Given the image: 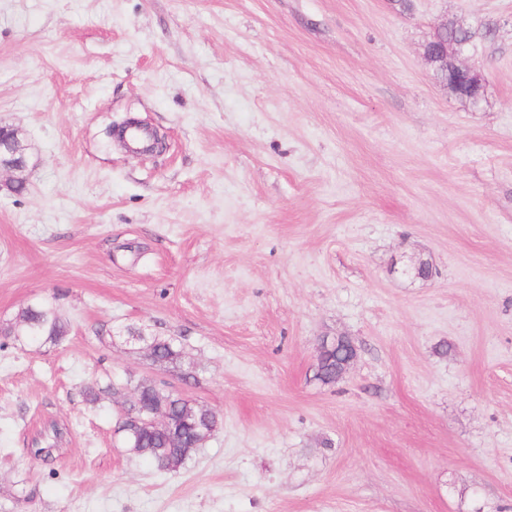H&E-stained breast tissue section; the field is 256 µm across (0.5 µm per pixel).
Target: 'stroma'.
<instances>
[{
  "mask_svg": "<svg viewBox=\"0 0 512 512\" xmlns=\"http://www.w3.org/2000/svg\"><path fill=\"white\" fill-rule=\"evenodd\" d=\"M447 18L479 105L423 62ZM0 126V324L70 325L0 335V512H512V0H0ZM142 378L218 420L180 471L114 439ZM29 160L18 143L17 134L12 128L0 127V171L23 172ZM18 318L24 323L20 336L30 343L59 345L69 332L67 322L50 302L27 305ZM142 336L145 335L142 334ZM145 338L152 347L153 361L173 363L180 357V351L170 338L166 336H145ZM334 340H328V338H323L320 340L318 344V354L321 355L326 352L329 344ZM345 352L339 347H333L328 350L321 358L320 362V372L316 374L317 379L322 381L323 383H332L339 379L341 376L337 377L343 368V362ZM337 377V379H336Z\"/></svg>",
  "mask_w": 512,
  "mask_h": 512,
  "instance_id": "1",
  "label": "stroma"
}]
</instances>
